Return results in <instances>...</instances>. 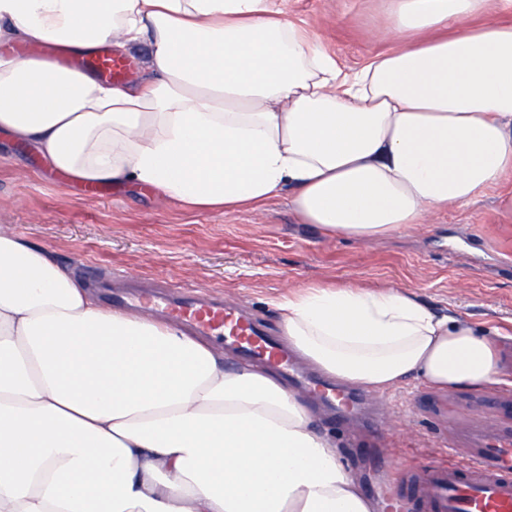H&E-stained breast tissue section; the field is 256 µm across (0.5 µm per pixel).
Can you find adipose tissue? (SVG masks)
<instances>
[{"mask_svg":"<svg viewBox=\"0 0 512 512\" xmlns=\"http://www.w3.org/2000/svg\"><path fill=\"white\" fill-rule=\"evenodd\" d=\"M512 0H383L393 47L343 68L278 0H0V133L91 184L259 209L373 242L512 176ZM482 17L481 27L470 21ZM141 53L109 84L49 56ZM288 345L386 393L500 377L498 328L354 284L275 300ZM276 373L102 307L0 231V512H376Z\"/></svg>","mask_w":512,"mask_h":512,"instance_id":"ef3b65f1","label":"adipose tissue"}]
</instances>
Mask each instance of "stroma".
<instances>
[{
	"label": "stroma",
	"mask_w": 512,
	"mask_h": 512,
	"mask_svg": "<svg viewBox=\"0 0 512 512\" xmlns=\"http://www.w3.org/2000/svg\"><path fill=\"white\" fill-rule=\"evenodd\" d=\"M290 19L312 30L348 67L387 51L377 36L382 0H286ZM47 247L79 273L92 262L116 276L153 277L198 289L263 323L282 327L272 300L312 284L390 285L417 293L434 308L499 327L501 357L512 354V180L474 204L432 217L425 231L374 243L324 234L300 222L287 198L259 211L196 210L151 188L102 185L97 192L62 179L30 146L0 134V229ZM441 391L411 380L370 398L371 420L321 412L344 464L379 512H403V499L375 485L379 463L397 473L446 460L444 434L473 423L495 425L486 401L512 383Z\"/></svg>",
	"instance_id": "stroma-1"
}]
</instances>
